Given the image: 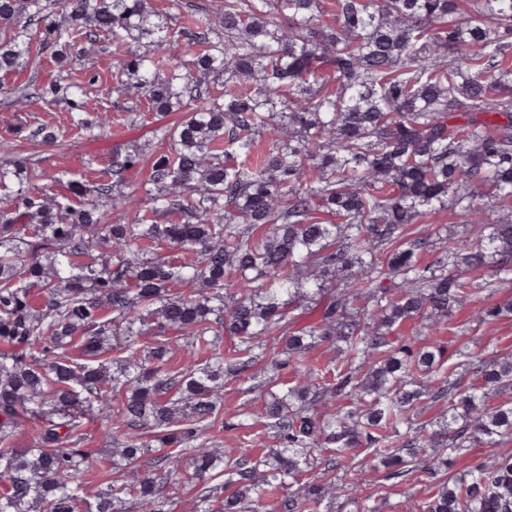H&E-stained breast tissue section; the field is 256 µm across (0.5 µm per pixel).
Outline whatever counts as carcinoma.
<instances>
[{
  "label": "carcinoma",
  "mask_w": 512,
  "mask_h": 512,
  "mask_svg": "<svg viewBox=\"0 0 512 512\" xmlns=\"http://www.w3.org/2000/svg\"><path fill=\"white\" fill-rule=\"evenodd\" d=\"M334 6L324 25L322 0H0V72L43 56L62 67L98 44L113 92L181 113L151 131L138 185L136 145L113 149L90 185L0 141V512H170L179 477L196 512H261L269 499L273 512H321L341 498L376 512L336 480L352 449L404 479L430 448L512 435V402L489 404L512 389V360H478L463 343L454 356L478 383H434L438 342L394 337L410 320L438 333L512 279V212L491 213L512 199V0ZM0 92L17 112L64 104L88 137L113 123L61 77ZM14 135L59 140L47 124ZM258 137L267 149L253 163ZM450 206L469 236L407 233ZM109 211L124 222L106 223ZM365 297L370 312L356 307ZM307 312L317 317L298 325ZM505 313L512 298L476 315ZM175 338L205 358L173 369ZM326 342L343 353L336 368H297L285 388L266 380ZM232 381L262 390L253 416L275 447L258 456L205 436ZM425 400L448 404L433 429L413 425ZM93 420L124 477L89 499ZM26 423L32 444L16 448ZM425 512H512V458L443 483Z\"/></svg>",
  "instance_id": "obj_1"
}]
</instances>
